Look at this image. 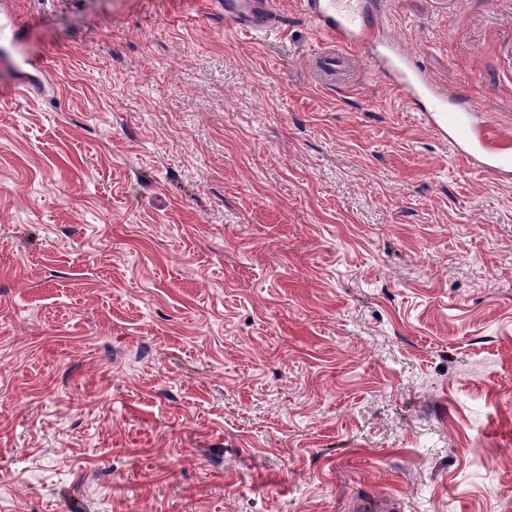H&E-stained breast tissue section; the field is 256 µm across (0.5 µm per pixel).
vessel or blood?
<instances>
[{"instance_id":"vessel-or-blood-1","label":"vessel or blood","mask_w":512,"mask_h":512,"mask_svg":"<svg viewBox=\"0 0 512 512\" xmlns=\"http://www.w3.org/2000/svg\"><path fill=\"white\" fill-rule=\"evenodd\" d=\"M224 20L238 31H278L283 22L274 0H222ZM381 0H302V12L320 36L345 48L366 51L382 83L413 105L425 125L480 172L512 177V147L482 124V107L453 102L424 73L412 55L383 33Z\"/></svg>"}]
</instances>
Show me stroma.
<instances>
[{"instance_id": "1", "label": "stroma", "mask_w": 512, "mask_h": 512, "mask_svg": "<svg viewBox=\"0 0 512 512\" xmlns=\"http://www.w3.org/2000/svg\"><path fill=\"white\" fill-rule=\"evenodd\" d=\"M275 2L0 0V512H512V178ZM384 29L512 134V0ZM224 4V20L238 31H278L283 22L274 7L273 0H221Z\"/></svg>"}]
</instances>
